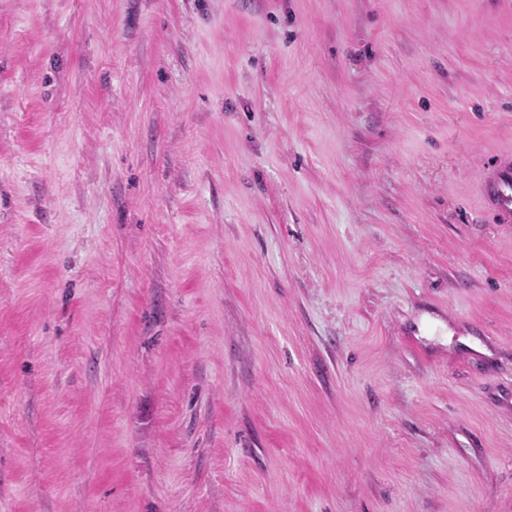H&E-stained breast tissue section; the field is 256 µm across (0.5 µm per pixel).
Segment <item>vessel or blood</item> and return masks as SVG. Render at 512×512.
<instances>
[{"label":"vessel or blood","mask_w":512,"mask_h":512,"mask_svg":"<svg viewBox=\"0 0 512 512\" xmlns=\"http://www.w3.org/2000/svg\"><path fill=\"white\" fill-rule=\"evenodd\" d=\"M476 194L484 210L489 211L496 223L512 228V150L493 153L479 172Z\"/></svg>","instance_id":"vessel-or-blood-1"}]
</instances>
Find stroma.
<instances>
[{
  "label": "stroma",
  "instance_id": "stroma-1",
  "mask_svg": "<svg viewBox=\"0 0 512 512\" xmlns=\"http://www.w3.org/2000/svg\"><path fill=\"white\" fill-rule=\"evenodd\" d=\"M498 146L512 0H0V512H512ZM476 194L482 209L489 211L495 224L512 228V150L501 149L483 164Z\"/></svg>",
  "mask_w": 512,
  "mask_h": 512
}]
</instances>
